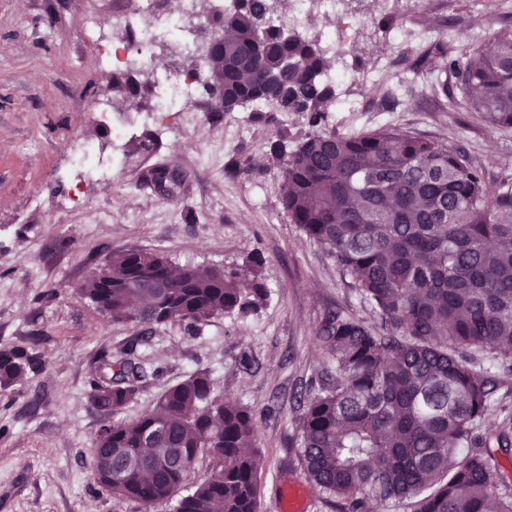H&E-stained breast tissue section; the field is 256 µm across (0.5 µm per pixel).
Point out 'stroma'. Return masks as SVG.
I'll list each match as a JSON object with an SVG mask.
<instances>
[{"label": "stroma", "instance_id": "1", "mask_svg": "<svg viewBox=\"0 0 512 512\" xmlns=\"http://www.w3.org/2000/svg\"><path fill=\"white\" fill-rule=\"evenodd\" d=\"M125 0H0V347L36 353L40 369L24 385L0 390V512H139L138 504L98 489L93 439L106 415L91 409L87 381L102 351L133 339L147 365L130 422L189 372L207 370L215 386L255 415L263 457L259 512H279L282 485L305 487L304 512H340L311 485L295 441L299 400L329 358L317 338L327 311L371 319L350 278L292 224L280 203L282 173L264 147L268 128L252 112L218 111L217 99L182 102L190 124L157 142L112 90L92 47L88 16L104 31ZM360 20L349 45L354 68L386 67L381 85L392 125L463 149L489 184L512 183V128H494L469 109L449 55L512 28V0H345ZM434 29L433 39L396 57L391 30ZM415 78V100L391 91ZM112 100L131 132L120 148L93 110ZM89 138L116 149L108 180H86L85 206L65 203L74 181L70 151ZM184 174L172 197L148 185L152 170ZM141 248L179 265L233 266L265 258L270 295L256 314L218 316L199 335L183 326L149 329L105 320L80 291L92 268L113 252Z\"/></svg>", "mask_w": 512, "mask_h": 512}]
</instances>
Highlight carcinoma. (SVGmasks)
Wrapping results in <instances>:
<instances>
[{
	"instance_id": "obj_1",
	"label": "carcinoma",
	"mask_w": 512,
	"mask_h": 512,
	"mask_svg": "<svg viewBox=\"0 0 512 512\" xmlns=\"http://www.w3.org/2000/svg\"><path fill=\"white\" fill-rule=\"evenodd\" d=\"M289 0H235L201 32L206 94L234 112L257 100L307 116L310 131L288 147L276 116L266 146L281 165L280 198L291 222L357 287L375 320L325 313L320 341L331 371L310 387L299 417L303 470L341 512L411 501L414 512H512L496 491L489 448L512 446V424L484 428L495 361L512 362V185L490 186L480 166L448 144L380 128L343 136L326 128L336 95L328 53L313 38L269 25ZM452 62L471 108L492 127H512V31L461 51ZM136 70L112 89L140 98ZM153 171L157 193L179 185ZM259 253L243 265L177 266L156 251L112 253L81 292L112 321L193 335L215 316L245 318L268 288ZM485 353L477 368L469 352ZM39 366L24 348L0 347V389ZM147 372L131 341L104 351L88 402L112 416L140 394ZM179 452L189 466L169 460ZM204 480L178 498L201 455ZM93 479L142 509L177 499L175 512H258L260 451L251 409L220 393L201 368L169 387L131 423L101 427Z\"/></svg>"
}]
</instances>
